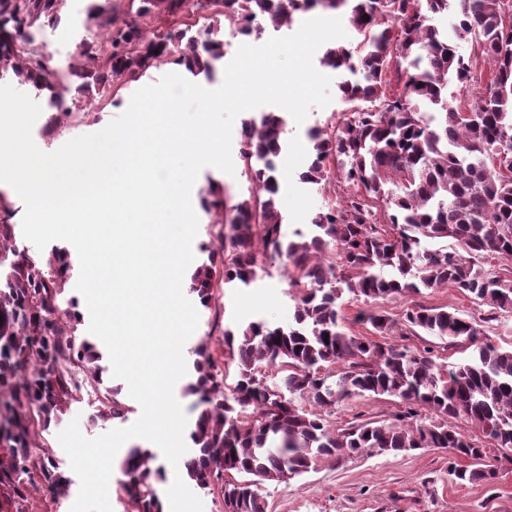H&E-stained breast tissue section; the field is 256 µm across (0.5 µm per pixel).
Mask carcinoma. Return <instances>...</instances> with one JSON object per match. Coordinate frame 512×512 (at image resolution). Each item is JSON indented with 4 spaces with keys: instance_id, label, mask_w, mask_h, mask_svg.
Returning a JSON list of instances; mask_svg holds the SVG:
<instances>
[{
    "instance_id": "1",
    "label": "carcinoma",
    "mask_w": 512,
    "mask_h": 512,
    "mask_svg": "<svg viewBox=\"0 0 512 512\" xmlns=\"http://www.w3.org/2000/svg\"><path fill=\"white\" fill-rule=\"evenodd\" d=\"M65 0H0V80L29 86L60 116L70 103L110 76L132 81L149 68L182 63L210 76L224 57L221 21L245 35L271 24L290 26L295 13L348 8L355 40L329 47L321 63L358 71L338 89L345 109L336 122L308 132L310 160L302 179H328L327 164L351 193L312 220L305 240H285L278 208L276 158L286 122L276 112L242 128L241 160L252 183L234 200L210 187L202 208L218 216L201 244L189 288L210 305L216 281L249 285L272 262L287 259L297 290L288 326L265 321L224 329V358L236 365L228 381L208 337L194 348L196 380L186 392L201 407L190 432L192 453L182 462L189 481L221 489L224 512H266L259 493L309 472L319 462L358 454L448 450V475L459 484L491 485L484 448L461 421L496 448L512 452V347L485 337L467 313L416 305L404 324L469 357L450 367L431 350L374 342L344 326V298L367 306L360 320L387 336L395 320L370 309L380 300L455 288L489 307L486 321L512 312V0H124L117 19L112 0L90 6L78 55L47 72L46 57L19 46L29 31L55 28ZM208 23L195 36L170 28L148 31L162 12ZM456 13L452 35L429 23ZM461 89L448 94V83ZM473 111L463 117L462 112ZM452 239L457 248L431 244ZM341 262L335 263L336 255ZM71 262L57 248L35 253L18 225L0 224V512H25L35 494L54 512L69 479L46 448L44 434L88 388L103 385V355L77 334L79 302L67 296ZM276 371L277 382L268 381ZM108 387L91 422L122 419L127 407ZM387 398L399 410L385 420L336 428L330 416L346 397ZM471 460L467 466L454 459ZM117 492L127 512H163V467L149 449L132 448L119 464Z\"/></svg>"
}]
</instances>
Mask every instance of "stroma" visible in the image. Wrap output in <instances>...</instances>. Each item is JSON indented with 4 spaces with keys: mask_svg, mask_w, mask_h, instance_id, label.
<instances>
[{
    "mask_svg": "<svg viewBox=\"0 0 512 512\" xmlns=\"http://www.w3.org/2000/svg\"><path fill=\"white\" fill-rule=\"evenodd\" d=\"M93 0H67V22L58 28H44L34 44L36 50L52 52L58 67H65L76 52L74 27L84 18ZM169 65L149 70L137 81L120 79L107 85L104 92L80 98L70 115L57 126H50L51 112L42 111L32 129L35 144L52 152L73 137L105 128L122 114L132 94L139 87L156 83L170 73ZM343 104L333 98L323 108H311L303 123L287 119L284 148L277 160L280 194L278 204L283 216L285 238L310 234L311 220L325 211L343 184H309L299 178L309 152L307 133L311 128L335 122ZM261 109L244 112L236 118L231 153L235 155L233 174L213 167L203 168L196 178L199 191L212 184L222 186L228 195L240 200L251 188L239 162V132L244 122L259 118ZM295 290L282 262H275L269 276L255 283L226 285L216 291L209 310L200 315L196 336L208 337L215 357L224 353V330L250 321L263 320L285 326L293 320ZM447 306L462 310L476 318H485L487 308L453 288L426 290L418 295L398 296L379 302L386 315L396 319L394 332L387 344L414 349L433 350L437 362L456 363L466 358L464 347L448 348L445 341L426 334H414L401 322L407 307ZM96 401L74 404L52 426L46 436L47 451L64 474H71L69 459L57 435L71 421H78L81 432L89 438L110 431V424H92ZM397 410L395 401L353 396L340 402L331 420L335 426L365 420H389ZM484 462L498 471L493 487L461 485L448 474V453L443 449H422L400 454H374L324 461L293 480L265 484L261 493L268 503L267 512H512V464L503 460L494 446L485 449Z\"/></svg>",
    "mask_w": 512,
    "mask_h": 512,
    "instance_id": "stroma-1",
    "label": "stroma"
}]
</instances>
